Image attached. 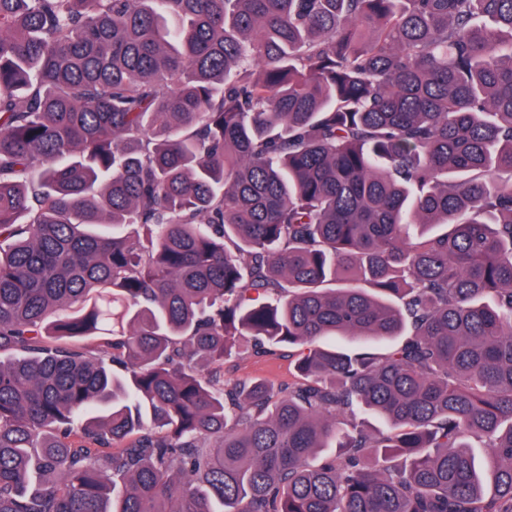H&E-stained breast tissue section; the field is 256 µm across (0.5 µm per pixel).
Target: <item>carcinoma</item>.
Returning <instances> with one entry per match:
<instances>
[{"label":"carcinoma","instance_id":"carcinoma-1","mask_svg":"<svg viewBox=\"0 0 512 512\" xmlns=\"http://www.w3.org/2000/svg\"><path fill=\"white\" fill-rule=\"evenodd\" d=\"M0 512H512V0H0ZM240 354L224 364V381L236 382L248 379H262L275 388L292 381L297 376L295 352L276 349L263 356H257L243 346Z\"/></svg>","mask_w":512,"mask_h":512}]
</instances>
